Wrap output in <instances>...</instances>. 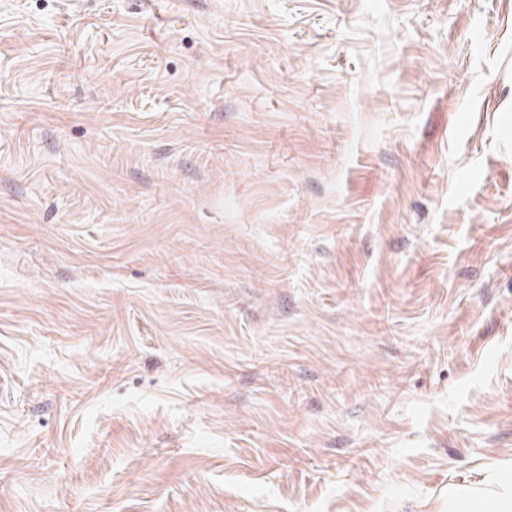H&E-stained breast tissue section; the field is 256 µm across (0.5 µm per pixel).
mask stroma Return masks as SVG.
I'll use <instances>...</instances> for the list:
<instances>
[{
  "instance_id": "1",
  "label": "stroma",
  "mask_w": 512,
  "mask_h": 512,
  "mask_svg": "<svg viewBox=\"0 0 512 512\" xmlns=\"http://www.w3.org/2000/svg\"><path fill=\"white\" fill-rule=\"evenodd\" d=\"M511 465L512 0H0V512Z\"/></svg>"
}]
</instances>
